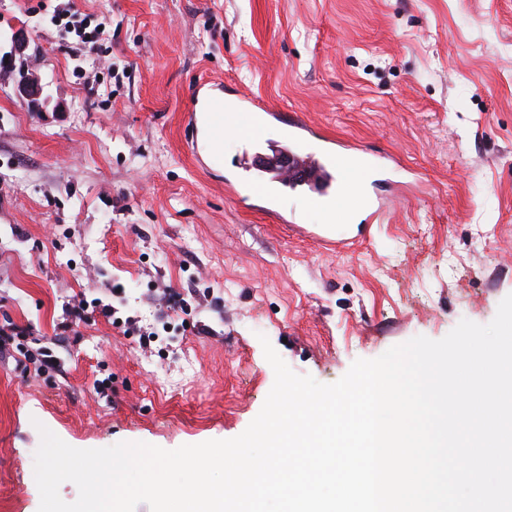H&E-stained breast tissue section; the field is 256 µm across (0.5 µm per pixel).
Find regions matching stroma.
Here are the masks:
<instances>
[{"instance_id": "obj_1", "label": "stroma", "mask_w": 512, "mask_h": 512, "mask_svg": "<svg viewBox=\"0 0 512 512\" xmlns=\"http://www.w3.org/2000/svg\"><path fill=\"white\" fill-rule=\"evenodd\" d=\"M58 3L0 0V55L22 30L43 85L31 106L0 70V512H38V425L79 449L231 439L274 383L261 338L332 383L512 293V0H73L106 25L93 63ZM202 77L359 145L341 178L385 221L329 251L227 191L230 157L282 134L199 166Z\"/></svg>"}]
</instances>
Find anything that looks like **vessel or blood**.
<instances>
[{
	"label": "vessel or blood",
	"instance_id": "1",
	"mask_svg": "<svg viewBox=\"0 0 512 512\" xmlns=\"http://www.w3.org/2000/svg\"><path fill=\"white\" fill-rule=\"evenodd\" d=\"M191 97L193 109L189 119L194 133L189 148L194 156L219 159L224 146L216 140L215 135L236 123L238 118L246 120L242 134L248 139L257 137L270 125L280 127L283 143L278 153L288 158L291 169L274 175L275 185L264 190L263 200L266 211L276 213L281 223H289L290 218L280 210L278 186L292 190L310 187L315 195V203L320 205L333 195L345 192L346 185L339 178V170L353 160L351 146L327 138L318 149H309L308 139L312 137L313 130L302 114H288L269 106L259 107L244 96L238 97L236 109L228 110L224 107V93L220 90H195ZM382 212L383 205L379 199L364 193L355 194L352 213L360 217L362 224H374Z\"/></svg>",
	"mask_w": 512,
	"mask_h": 512
}]
</instances>
